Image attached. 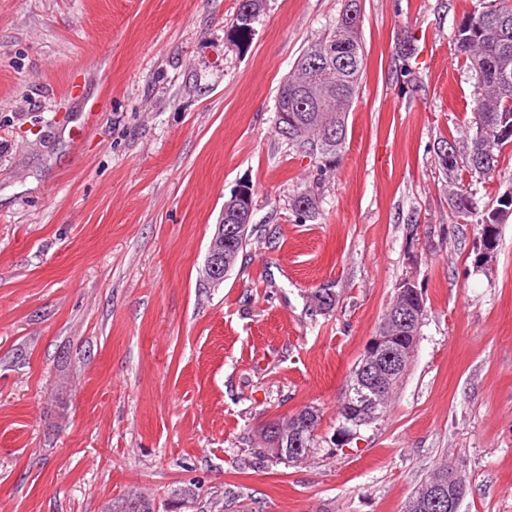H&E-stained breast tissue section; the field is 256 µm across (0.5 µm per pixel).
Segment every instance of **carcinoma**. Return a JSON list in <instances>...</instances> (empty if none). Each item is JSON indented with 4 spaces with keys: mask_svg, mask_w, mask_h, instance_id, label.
Here are the masks:
<instances>
[{
    "mask_svg": "<svg viewBox=\"0 0 512 512\" xmlns=\"http://www.w3.org/2000/svg\"><path fill=\"white\" fill-rule=\"evenodd\" d=\"M478 6L457 26L454 34L456 51L474 74L476 84L472 120L463 142L455 141L457 151L446 158H436L439 170L448 179V207L454 217L465 223H474L480 229L481 243L492 238L498 246L499 227L512 217V212H501L502 198H497L491 209L479 208L475 193L460 186V172L464 169L489 175L499 166L503 149L512 146V0H477ZM250 15L238 11L232 24L231 39L240 44L249 39L253 24L262 11L263 0H249ZM341 11L329 32L322 38L333 47L329 62L319 70H312L310 56L316 45L302 53L294 72L279 88L277 106H288V114L299 125L297 133L289 138L293 143H311L324 167L338 163L347 137V109L356 98L362 77L365 53L362 41L351 43L337 38V30L345 20ZM326 86V92L314 103L302 89L307 75ZM318 196L304 190L294 196L292 210L299 220L315 214ZM248 226L238 230L234 242L225 251V263L234 268L239 255L247 245ZM418 317L407 327L398 330L404 336H419L426 316V299L419 303ZM317 409L306 406L287 422H280V433L263 431L264 440L253 449L255 459L264 463L296 465L300 459L288 450V437L294 431L305 429L309 434L307 445L314 451L320 447L314 430L319 425ZM428 481H423L404 504L403 512H430L426 508ZM250 504L242 493L225 492L224 512H250Z\"/></svg>",
    "mask_w": 512,
    "mask_h": 512,
    "instance_id": "obj_1",
    "label": "carcinoma"
}]
</instances>
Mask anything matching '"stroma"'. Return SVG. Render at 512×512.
I'll use <instances>...</instances> for the list:
<instances>
[{"label":"stroma","mask_w":512,"mask_h":512,"mask_svg":"<svg viewBox=\"0 0 512 512\" xmlns=\"http://www.w3.org/2000/svg\"><path fill=\"white\" fill-rule=\"evenodd\" d=\"M238 4L0 0V512H224L230 489L254 512H401L445 455L461 512H512V219L477 264L433 152L471 118L453 36L476 0H361L365 70L327 171L276 105L344 0H264L236 46ZM463 182L495 207L512 147ZM243 184L253 231L213 287L208 245ZM407 279L427 316L386 416L346 449L256 463L250 438L304 407L331 438ZM305 205V208H303ZM318 209V196L312 190H304L294 196L292 210L299 220L303 222L315 214Z\"/></svg>","instance_id":"35a3bbf8"}]
</instances>
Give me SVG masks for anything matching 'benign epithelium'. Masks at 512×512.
<instances>
[{
    "label": "benign epithelium",
    "mask_w": 512,
    "mask_h": 512,
    "mask_svg": "<svg viewBox=\"0 0 512 512\" xmlns=\"http://www.w3.org/2000/svg\"><path fill=\"white\" fill-rule=\"evenodd\" d=\"M237 205L226 216L230 224L217 226L209 246L204 266V278L219 284L224 280V244L237 231V226L250 222L252 200L244 187L234 191ZM396 337L375 334L365 346L366 361L361 366L354 382L347 384L342 402L354 407L346 411L351 425L376 417L382 410V396L388 383L398 379L406 357L413 354L415 346L401 349L395 344ZM351 425H341L338 437L346 442L355 435ZM461 465L455 458L448 460V486L436 483L432 486L431 505L436 512H460L462 502L468 494V487L459 481Z\"/></svg>",
    "instance_id": "benign-epithelium-1"
}]
</instances>
